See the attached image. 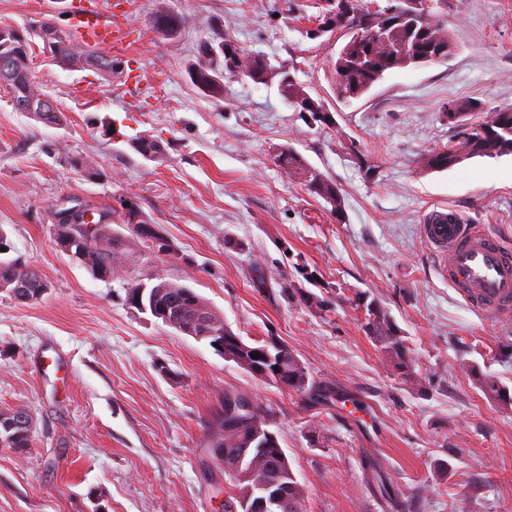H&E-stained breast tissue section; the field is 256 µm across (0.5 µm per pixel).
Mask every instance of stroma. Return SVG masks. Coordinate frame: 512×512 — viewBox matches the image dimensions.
I'll list each match as a JSON object with an SVG mask.
<instances>
[{
	"mask_svg": "<svg viewBox=\"0 0 512 512\" xmlns=\"http://www.w3.org/2000/svg\"><path fill=\"white\" fill-rule=\"evenodd\" d=\"M112 2L99 6L130 37L111 48V79L33 58L61 124L17 111L0 89V231L49 283L29 305L0 292V410L34 421L30 448L0 444V512H221L228 485L209 436L228 391L267 413L305 512H512V406L477 379L512 389V335L466 304L419 232L446 205L512 242V154L422 163L454 134L448 104L478 102L476 121L512 108V0H448V58L389 71L347 103L333 84L343 32L311 36L315 0ZM66 3L0 0V27L45 16L69 26ZM162 10L176 20L166 34L152 23ZM220 36L263 56L268 81L202 93L189 67ZM284 70L331 123L289 104ZM141 137L161 154L142 155ZM284 146L303 171L279 166ZM70 156L101 178L70 169ZM308 169L335 185L341 213L310 191ZM73 198L111 210L132 199L175 255L143 250L129 274L192 288L246 342H284L330 398L254 377L131 307L124 278H94L59 251L52 212ZM361 295L394 318L412 374L366 335Z\"/></svg>",
	"mask_w": 512,
	"mask_h": 512,
	"instance_id": "stroma-1",
	"label": "stroma"
}]
</instances>
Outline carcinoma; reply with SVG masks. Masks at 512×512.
Returning a JSON list of instances; mask_svg holds the SVG:
<instances>
[{
	"mask_svg": "<svg viewBox=\"0 0 512 512\" xmlns=\"http://www.w3.org/2000/svg\"><path fill=\"white\" fill-rule=\"evenodd\" d=\"M323 20L346 30V41L337 52L334 75L337 96L343 101L356 99L368 92L383 76L410 64L417 66L443 60L454 48L448 29L437 17L436 8L447 0H429L427 12L421 19L409 14V9L390 4L382 9L370 10L363 0H323ZM48 38L42 44L41 53L49 54L51 62L59 66L86 67L83 58L96 59L92 70L103 77L112 76V56L93 49H84L77 35L69 30L57 29L49 20L39 21ZM9 57L11 72V94L16 102L36 100L40 116L46 124L60 122L61 111L56 101L38 88L31 79L33 48L20 37L19 31L8 28L0 30V57ZM190 76L195 85L213 98L224 95V79L229 72L221 56H213L208 50L200 52V60L192 68ZM455 130L453 140L447 146L435 150L424 159L430 170H445L461 160L471 157L497 158L512 151V110H494L486 119L473 124L452 123ZM68 165L89 178L100 176L99 171L82 157H67ZM310 189L341 210V198L335 186L318 174H310L307 180ZM127 224L130 240L123 249H118V239L113 235L109 220L92 231L91 238H84L82 231L65 227L55 234H74L87 250L88 270L114 273L121 265V256L134 253V241L140 240L138 225H130L126 213H120ZM47 281L35 267L19 264L15 260L0 258V291H5L20 304L37 302L47 292ZM142 292L144 312L156 319L176 322L182 330L198 331L201 322L208 321L217 332L213 339L223 338L224 319L213 312L203 298L191 288L166 279L159 273L145 278L134 277L127 283V293ZM365 310L364 328L398 370L410 371L412 358L401 329L390 315L374 301L363 302ZM270 381L284 380L293 391L305 395L311 401L326 396V391L309 381L304 367L291 350H279L276 358L267 365ZM486 391L503 405L512 404V391L496 381H484ZM243 396L224 393V409L219 417L217 430L211 439L212 450L219 453L227 448L242 453L256 449L255 455L244 461L243 470L255 468L259 474L278 484L282 501L272 506L270 512H304L301 487L292 472L287 455L280 443L263 445L269 423L258 407L241 413L238 405ZM32 417L25 409L0 411V444L24 449L31 445ZM229 484L224 492V512H247L244 504L250 502L257 491V484L240 474L224 473Z\"/></svg>",
	"mask_w": 512,
	"mask_h": 512,
	"instance_id": "obj_1",
	"label": "carcinoma"
}]
</instances>
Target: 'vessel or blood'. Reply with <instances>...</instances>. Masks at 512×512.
Wrapping results in <instances>:
<instances>
[{"mask_svg": "<svg viewBox=\"0 0 512 512\" xmlns=\"http://www.w3.org/2000/svg\"><path fill=\"white\" fill-rule=\"evenodd\" d=\"M70 20L86 43L109 47L127 36L97 0H71ZM423 238L437 258L442 276L478 312L512 323V245L483 225L465 223L455 210H431Z\"/></svg>", "mask_w": 512, "mask_h": 512, "instance_id": "b4317fda", "label": "vessel or blood"}]
</instances>
